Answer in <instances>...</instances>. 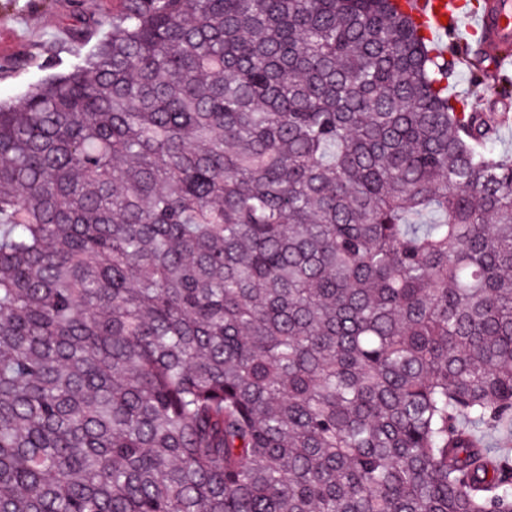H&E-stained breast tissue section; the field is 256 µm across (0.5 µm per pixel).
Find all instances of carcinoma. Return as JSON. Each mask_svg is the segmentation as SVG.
Masks as SVG:
<instances>
[{
  "mask_svg": "<svg viewBox=\"0 0 512 512\" xmlns=\"http://www.w3.org/2000/svg\"><path fill=\"white\" fill-rule=\"evenodd\" d=\"M0 104V512H512V157L398 0H119Z\"/></svg>",
  "mask_w": 512,
  "mask_h": 512,
  "instance_id": "obj_1",
  "label": "carcinoma"
}]
</instances>
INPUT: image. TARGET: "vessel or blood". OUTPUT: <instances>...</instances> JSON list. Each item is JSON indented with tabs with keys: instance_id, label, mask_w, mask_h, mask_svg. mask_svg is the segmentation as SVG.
I'll return each mask as SVG.
<instances>
[{
	"instance_id": "b4317fda",
	"label": "vessel or blood",
	"mask_w": 512,
	"mask_h": 512,
	"mask_svg": "<svg viewBox=\"0 0 512 512\" xmlns=\"http://www.w3.org/2000/svg\"><path fill=\"white\" fill-rule=\"evenodd\" d=\"M419 22L429 25V38L455 36L459 17H467L470 35L485 37L496 72L512 71V0H486L482 10L465 8L463 0H419Z\"/></svg>"
}]
</instances>
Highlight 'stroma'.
Wrapping results in <instances>:
<instances>
[{
    "mask_svg": "<svg viewBox=\"0 0 512 512\" xmlns=\"http://www.w3.org/2000/svg\"><path fill=\"white\" fill-rule=\"evenodd\" d=\"M117 0H0V101L16 103L46 76L80 62L107 30L72 41L67 24L75 13L111 15Z\"/></svg>",
    "mask_w": 512,
    "mask_h": 512,
    "instance_id": "35a3bbf8",
    "label": "stroma"
}]
</instances>
